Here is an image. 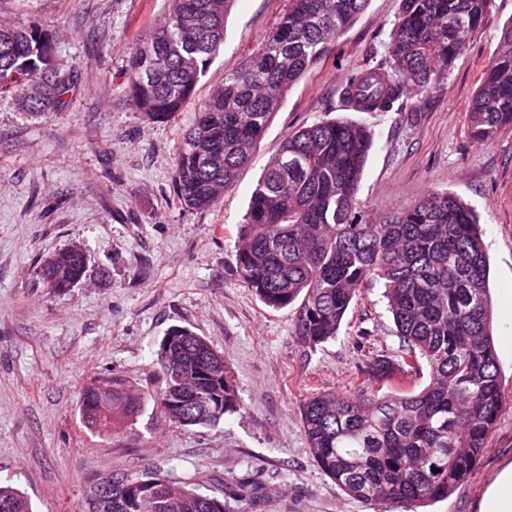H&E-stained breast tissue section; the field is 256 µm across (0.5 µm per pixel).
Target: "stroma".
<instances>
[{
    "label": "stroma",
    "mask_w": 512,
    "mask_h": 512,
    "mask_svg": "<svg viewBox=\"0 0 512 512\" xmlns=\"http://www.w3.org/2000/svg\"><path fill=\"white\" fill-rule=\"evenodd\" d=\"M399 3L370 0L288 92L235 186L211 209L191 211L173 188L182 135L225 74L265 42L288 0H236L220 56L165 121L135 111L121 75L170 0H0L1 25L47 29L59 63L77 73L65 105L41 118L0 102V483L23 492L33 512H82L95 475L153 470L224 499L230 512H369L313 460L299 405L349 390L364 339L403 355L382 287L362 289L336 340L309 348L295 335V307H266L237 272L242 218L269 157L288 134L333 118L374 135L357 194L365 218L438 190L459 196L483 226L503 407L471 476L427 508L478 512L512 462V127L477 144L468 105L512 25V0H492L440 85L404 96L398 112L350 111L345 80L384 55ZM73 243L88 256L87 276L51 292L38 268ZM176 326L228 363L240 408L217 425L174 424L152 398L156 351ZM111 374L145 406L110 430L88 429L83 388ZM253 482L263 489L257 501L240 490Z\"/></svg>",
    "instance_id": "1"
}]
</instances>
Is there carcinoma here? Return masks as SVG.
<instances>
[{
    "label": "carcinoma",
    "mask_w": 512,
    "mask_h": 512,
    "mask_svg": "<svg viewBox=\"0 0 512 512\" xmlns=\"http://www.w3.org/2000/svg\"><path fill=\"white\" fill-rule=\"evenodd\" d=\"M233 0H171V10L129 53L126 93L150 120L174 117L224 44ZM369 0H289L272 34L224 77L184 136L173 180L188 209L213 206L248 165L288 91L365 11ZM491 0H401L384 57L353 72L343 93L355 112H390L403 96L441 83L484 21ZM76 72L58 63L47 31L32 25L0 32V101L30 118L66 104ZM473 138L491 142L512 126V26L468 109ZM372 132L339 119L288 135L263 169L238 237L241 281L269 308L300 302L295 333L308 347L336 338L361 289L381 284L406 345L397 359L370 350L352 393L304 399L300 415L321 470L374 512H407L444 498L476 468L502 409L494 345L489 263L476 212L450 192L431 191L377 224L357 198ZM86 254L66 246L41 266L46 287H76ZM178 350L160 342L163 371L152 395L167 418L197 415L210 426L240 409L229 368L224 384L203 376L213 348L185 327ZM420 389L405 383L421 374ZM141 398L116 377H95L82 414L91 428L132 417ZM84 512H228L226 503L161 473L139 479L116 472L85 497ZM0 512H32L30 501L0 484Z\"/></svg>",
    "instance_id": "cac0c4a2"
}]
</instances>
